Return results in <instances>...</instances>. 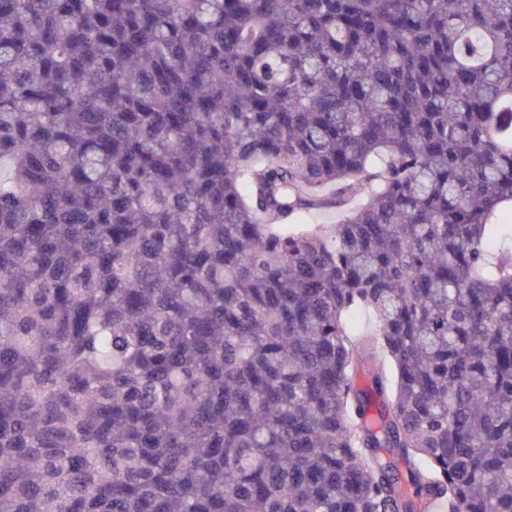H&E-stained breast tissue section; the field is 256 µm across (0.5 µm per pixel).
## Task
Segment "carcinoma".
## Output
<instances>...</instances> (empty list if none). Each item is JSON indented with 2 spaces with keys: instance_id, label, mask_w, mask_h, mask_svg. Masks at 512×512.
<instances>
[{
  "instance_id": "obj_1",
  "label": "carcinoma",
  "mask_w": 512,
  "mask_h": 512,
  "mask_svg": "<svg viewBox=\"0 0 512 512\" xmlns=\"http://www.w3.org/2000/svg\"><path fill=\"white\" fill-rule=\"evenodd\" d=\"M510 228L512 0H0V512H512Z\"/></svg>"
}]
</instances>
